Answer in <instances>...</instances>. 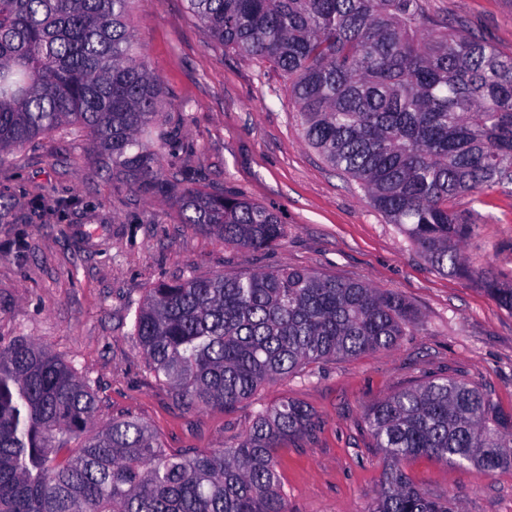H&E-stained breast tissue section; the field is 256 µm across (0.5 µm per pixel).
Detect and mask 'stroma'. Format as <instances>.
<instances>
[{
  "label": "stroma",
  "instance_id": "1",
  "mask_svg": "<svg viewBox=\"0 0 512 512\" xmlns=\"http://www.w3.org/2000/svg\"><path fill=\"white\" fill-rule=\"evenodd\" d=\"M426 4L435 19L465 21L512 55V0ZM130 24L166 92L163 119L193 146L164 163L194 185L273 210L284 236L262 251L226 245L182 224L175 198H147L99 174L87 138L43 136L0 162V342L24 338L72 363L95 381L101 420L141 418L167 448L229 445L259 410L304 403L320 424L278 452L288 512H369L386 460L363 417L386 394L449 375L511 415L512 313L478 279L434 269L355 181L305 144L287 79L211 43L187 0H134ZM454 206L480 217L463 247L467 265L512 287V196H464ZM281 265L395 292L417 323L395 348L309 365L228 410L175 404L131 334L150 288ZM403 468L460 512H512V469L486 475L430 456Z\"/></svg>",
  "mask_w": 512,
  "mask_h": 512
}]
</instances>
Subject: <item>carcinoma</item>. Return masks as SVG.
I'll return each mask as SVG.
<instances>
[{
	"mask_svg": "<svg viewBox=\"0 0 512 512\" xmlns=\"http://www.w3.org/2000/svg\"><path fill=\"white\" fill-rule=\"evenodd\" d=\"M132 2L0 0V160L53 131L85 132L101 171L178 198L183 223L228 245L275 246L273 211L164 169L163 148L190 146L161 122ZM187 2L214 44L288 78L307 145L428 263L464 272L477 221L453 201L512 195V56L463 22L430 21L424 0ZM486 291L512 312V288ZM412 321L395 293L284 267L161 282L132 335L175 403L228 409L307 365L393 348ZM318 424L285 399L231 445L174 451L138 417L100 423L89 377L18 339L0 345V512H286L277 452ZM364 425L389 461L371 512H457L412 482L411 457L512 467V416L458 377L375 400Z\"/></svg>",
	"mask_w": 512,
	"mask_h": 512,
	"instance_id": "cac0c4a2",
	"label": "carcinoma"
}]
</instances>
